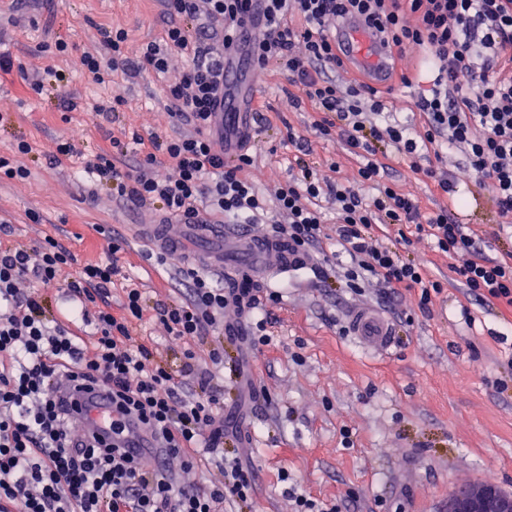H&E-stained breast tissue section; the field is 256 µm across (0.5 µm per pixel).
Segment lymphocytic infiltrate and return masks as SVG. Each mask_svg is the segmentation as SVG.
<instances>
[{"mask_svg":"<svg viewBox=\"0 0 512 512\" xmlns=\"http://www.w3.org/2000/svg\"><path fill=\"white\" fill-rule=\"evenodd\" d=\"M165 6L164 37L139 48V64L166 76L172 117L196 133L153 140L133 168L123 162L127 142L112 138L82 157L86 174L112 197L158 206L169 221L207 224L219 216L267 224L305 256L334 241L350 258L347 288L357 292L374 281L394 293L416 288L424 308L443 285L399 248L398 237L411 225L450 258L454 281L470 296L512 313V255H485L464 225L449 220V208L421 212L386 177L389 159L399 158L412 173L433 179L449 195V207L459 204L457 179L489 187L502 222L512 223V0H165ZM258 9L264 25L254 55L286 74L294 88L289 105L310 102L320 114L316 131L336 136L361 160L350 183L318 178L297 160L272 208L245 174L251 155L225 159L223 139L211 133L224 95V53L235 48L238 25ZM348 18L375 28L396 53L419 50L434 72L429 95L416 102L425 116L418 133L385 111L376 89L340 82L345 64L334 28ZM100 34L103 52L75 60L98 84L111 82L129 62L125 29ZM176 53L188 62L173 77ZM423 150L438 160L458 151L466 164L456 175L423 169L417 162ZM119 250L110 240L107 259L81 265L51 236L33 249L0 250V512H223L254 493L252 476L237 463L220 468L206 489L175 484L172 472L194 468L224 445V387L215 374L224 350L213 348L202 361L192 344L220 327L226 309L254 311L258 299L225 292L206 272L181 269L187 297L155 308L167 348L183 356L181 370L172 372L133 334L143 317L141 289L126 286L121 310L112 309ZM73 265L76 276L64 278ZM52 288L71 302L72 318L92 326V340L49 311ZM65 383L106 387L113 436L138 422L158 442L163 463L152 467L89 438L58 395Z\"/></svg>","mask_w":512,"mask_h":512,"instance_id":"1","label":"lymphocytic infiltrate"}]
</instances>
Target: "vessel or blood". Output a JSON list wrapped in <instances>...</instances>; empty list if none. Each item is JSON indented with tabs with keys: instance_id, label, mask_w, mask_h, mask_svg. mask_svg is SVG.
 Returning a JSON list of instances; mask_svg holds the SVG:
<instances>
[{
	"instance_id": "b4317fda",
	"label": "vessel or blood",
	"mask_w": 512,
	"mask_h": 512,
	"mask_svg": "<svg viewBox=\"0 0 512 512\" xmlns=\"http://www.w3.org/2000/svg\"><path fill=\"white\" fill-rule=\"evenodd\" d=\"M336 38L346 55L368 64L376 80H386L389 74L391 50L362 21L348 19L337 25ZM226 92L219 107L218 119L224 135L225 156H235L252 140L255 114L247 102L257 92L261 71L250 55L234 52L224 58ZM134 233L147 241L157 253L181 256L186 245L197 242L201 248L194 258L197 265L220 271L225 258H244L255 278L269 281L277 277H293L307 266L305 259L293 252L287 240L247 231L229 224H167L147 223L133 227ZM351 330L357 341L368 351L385 355L393 345L392 323L377 309L356 308L351 314ZM88 425L103 434L112 432V400L107 392L92 399L87 412ZM124 448L151 465L161 463L156 444L146 432L128 435Z\"/></svg>"
}]
</instances>
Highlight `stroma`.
<instances>
[{
    "mask_svg": "<svg viewBox=\"0 0 512 512\" xmlns=\"http://www.w3.org/2000/svg\"><path fill=\"white\" fill-rule=\"evenodd\" d=\"M167 21L163 0H0V51L30 76L48 68L61 76L40 96L12 77L0 78V152L20 139L32 147L23 159L28 179L0 180V219L10 224L0 246L32 249L50 235L85 263L108 256L97 226L114 231L123 239L118 258L126 277L114 282L112 303L122 304L126 280L137 283L144 312L133 332L176 371L182 356L162 343L154 308L186 297L178 269L193 266L192 256L159 264L128 230L146 221L148 209L110 197L77 164L52 158L57 141L75 128L84 131L78 149L85 154L106 146L109 136L139 135L141 144H130L125 158L130 165L151 139L193 134L192 126L170 117L163 78L128 68L98 85L74 63L76 54L101 50V29H125L133 54L161 41ZM59 38L72 56L41 52L42 44ZM399 70L382 95L416 130L422 118L415 101L428 92L431 76L415 50L400 59ZM288 90L272 65L255 98L263 119L249 146L254 163L248 173L269 198L295 164L288 133L307 142L305 161L321 177L344 182L359 167L340 141L315 132L311 103L289 106ZM116 97L115 111L95 113L96 104ZM391 175L422 211L448 206L429 178L404 163H393ZM33 210L41 223L29 220ZM453 215L481 238L487 256L512 250V234L498 230L489 189L466 195ZM333 251L328 244L312 253L318 273L256 288L262 298L279 294L266 307L269 344L252 348L224 334L196 344L202 355L224 346V456L240 458L256 484L239 512H293L295 493L336 512H448L455 491L484 483L512 495V345L497 339L506 329L499 309L476 302L453 281L450 259L429 237H413L409 248L444 285L425 309L413 290L389 298L374 283L352 292L343 282V263L326 259ZM361 303L391 320L389 357L365 354L350 336L348 314Z\"/></svg>",
    "mask_w": 512,
    "mask_h": 512,
    "instance_id": "1",
    "label": "stroma"
}]
</instances>
